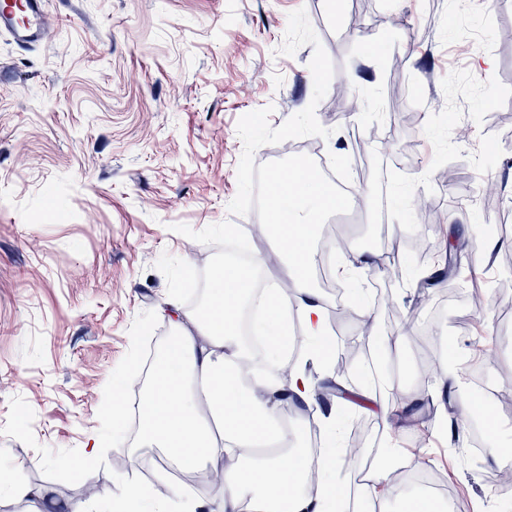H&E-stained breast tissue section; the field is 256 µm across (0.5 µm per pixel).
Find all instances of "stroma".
Masks as SVG:
<instances>
[{
	"instance_id": "1",
	"label": "stroma",
	"mask_w": 512,
	"mask_h": 512,
	"mask_svg": "<svg viewBox=\"0 0 512 512\" xmlns=\"http://www.w3.org/2000/svg\"><path fill=\"white\" fill-rule=\"evenodd\" d=\"M48 42L0 37V467L10 477L90 512L85 484L120 496L129 484H172L158 448L130 441L101 413L115 380L138 383L146 357L183 311L207 298L224 259V228L255 225L245 204L258 178L321 156L352 190L351 209L326 214L342 240L371 259L394 254L404 278L366 271L363 305L344 283L347 313L336 347L364 342L363 322L402 331L391 355L402 386L423 393L395 438L402 466L388 481L357 482L382 451L375 384L357 358L326 399L289 405L283 419L318 456L309 412H336L359 456L336 473L349 486L340 512H393L416 491L415 468L438 484L447 512H512L505 464L473 458L440 434L457 401H435L450 350L492 349L462 370L474 394L482 374L512 373V0L454 12L450 0H46ZM344 82L357 109L336 97ZM506 225L487 249V223ZM456 236L482 267L487 298L427 285L429 263L411 243L445 250ZM103 445L85 459L88 436Z\"/></svg>"
}]
</instances>
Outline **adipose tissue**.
Returning <instances> with one entry per match:
<instances>
[{"mask_svg":"<svg viewBox=\"0 0 512 512\" xmlns=\"http://www.w3.org/2000/svg\"><path fill=\"white\" fill-rule=\"evenodd\" d=\"M275 184L269 231L276 251L288 260L298 295L288 302L271 288L258 305L255 326L266 341L268 371L256 373L252 383L242 381L251 360L236 331V314L251 297L254 283L249 269L225 267L211 285L207 312L177 322L172 342L143 389L139 439L181 469L223 465L222 512H243L248 500L259 504L261 512H335L336 471L344 454L335 414L316 420L327 441L313 461L297 448L295 430L283 425L269 403L278 389L280 368L289 365V316L304 323L312 356L332 359L323 332L322 299L309 288L307 273L315 220L333 208L335 196L320 176L303 167L289 170ZM203 405L208 408L204 414L199 411ZM313 476L321 484L314 496L304 491ZM123 497L134 502L137 512L208 509L205 502L184 498L176 487L157 494L130 485Z\"/></svg>","mask_w":512,"mask_h":512,"instance_id":"adipose-tissue-1","label":"adipose tissue"}]
</instances>
